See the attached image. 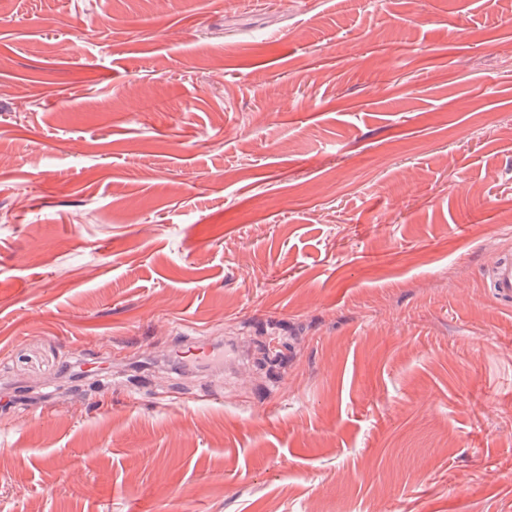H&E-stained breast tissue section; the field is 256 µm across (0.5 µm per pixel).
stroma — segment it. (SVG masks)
I'll list each match as a JSON object with an SVG mask.
<instances>
[{
  "mask_svg": "<svg viewBox=\"0 0 512 512\" xmlns=\"http://www.w3.org/2000/svg\"><path fill=\"white\" fill-rule=\"evenodd\" d=\"M503 250L512 0H0V505L512 512ZM485 288L492 298L504 305L512 304V253L505 252L483 269Z\"/></svg>",
  "mask_w": 512,
  "mask_h": 512,
  "instance_id": "1",
  "label": "stroma"
}]
</instances>
